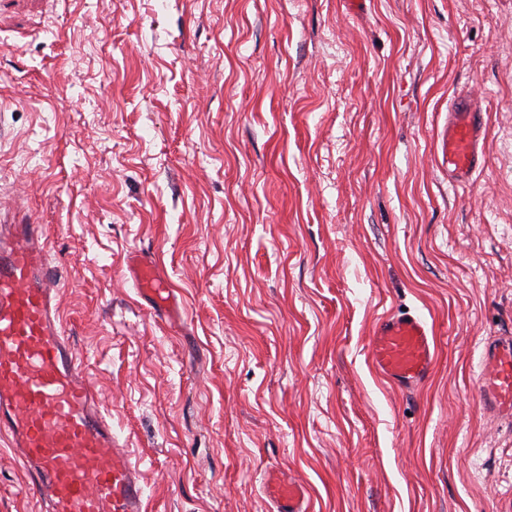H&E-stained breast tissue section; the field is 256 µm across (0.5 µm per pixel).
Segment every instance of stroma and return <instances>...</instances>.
<instances>
[{
	"label": "stroma",
	"instance_id": "1",
	"mask_svg": "<svg viewBox=\"0 0 512 512\" xmlns=\"http://www.w3.org/2000/svg\"><path fill=\"white\" fill-rule=\"evenodd\" d=\"M485 168L448 183L454 95ZM44 225L74 350L153 512H512V0H0V209ZM169 285L152 312L128 272ZM437 339L410 391L376 320ZM0 512H45L0 434ZM128 264L139 292L149 298L152 309L169 308L170 294L161 282L154 265L140 260L137 256H132ZM432 325L418 314H392L376 321L370 343L374 369L394 387L413 390L434 367L436 339ZM477 388L488 413L511 424L512 336H497L485 343ZM264 492L277 505V512H305L306 490L299 482L270 473L264 483Z\"/></svg>",
	"mask_w": 512,
	"mask_h": 512
}]
</instances>
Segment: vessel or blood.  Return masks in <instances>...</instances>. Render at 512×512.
<instances>
[{
  "label": "vessel or blood",
  "instance_id": "b4317fda",
  "mask_svg": "<svg viewBox=\"0 0 512 512\" xmlns=\"http://www.w3.org/2000/svg\"><path fill=\"white\" fill-rule=\"evenodd\" d=\"M484 113L468 95L448 110V180L462 184L486 164ZM140 293L153 309L170 294L154 265L131 258ZM59 278L41 225L0 214V431L23 460L47 512H149L140 473L112 431L71 345L58 300ZM436 339L428 320L408 312L376 321L374 369L407 391L429 378ZM478 393L489 414L512 422V336L483 347ZM264 492L278 512H305L299 482L269 474Z\"/></svg>",
  "mask_w": 512,
  "mask_h": 512
}]
</instances>
